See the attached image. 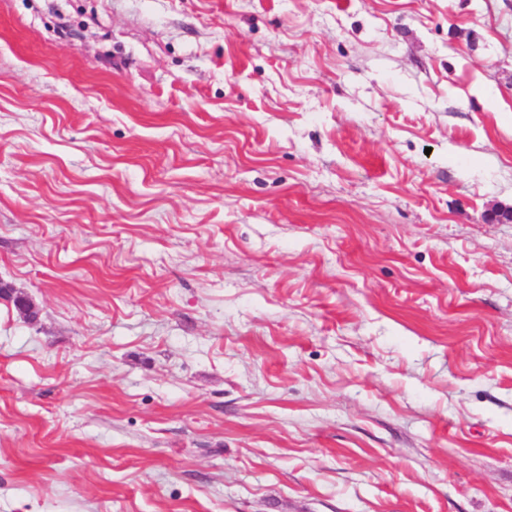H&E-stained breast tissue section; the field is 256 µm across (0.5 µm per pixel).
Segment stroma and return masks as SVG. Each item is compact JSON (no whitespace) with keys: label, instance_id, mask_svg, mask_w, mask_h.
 I'll list each match as a JSON object with an SVG mask.
<instances>
[{"label":"stroma","instance_id":"35a3bbf8","mask_svg":"<svg viewBox=\"0 0 512 512\" xmlns=\"http://www.w3.org/2000/svg\"><path fill=\"white\" fill-rule=\"evenodd\" d=\"M512 0H0V512H512Z\"/></svg>","mask_w":512,"mask_h":512}]
</instances>
